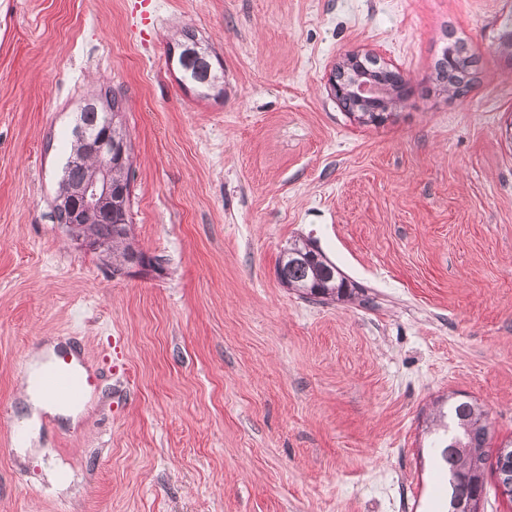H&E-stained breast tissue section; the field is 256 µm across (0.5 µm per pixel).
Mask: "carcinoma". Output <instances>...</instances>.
<instances>
[{"instance_id": "1", "label": "carcinoma", "mask_w": 512, "mask_h": 512, "mask_svg": "<svg viewBox=\"0 0 512 512\" xmlns=\"http://www.w3.org/2000/svg\"><path fill=\"white\" fill-rule=\"evenodd\" d=\"M177 65L182 80L201 89V95L213 88L218 75L211 62L209 47L203 46L192 30L183 32L178 43ZM478 71V59L470 54L465 43L456 39L448 44L434 65V81L440 91L450 96L468 92ZM399 71L377 63L375 57H364L345 70L337 71L339 83L349 87L348 96L340 105L361 125H382L395 115V110L407 97L400 89L408 85L397 80ZM123 111L122 98L106 90L87 100L81 108L79 125L88 132L108 131L114 143L127 140L119 120ZM100 160L88 158L82 166H66L57 197L69 189L96 176ZM81 224L85 235L102 241L99 251L103 263L112 275L121 274L124 266L138 253L129 242L130 225L114 224L102 210L83 213ZM278 265L284 266L288 288L304 299L326 304L352 296L355 287L344 273L311 243L296 240L286 249ZM485 417L480 404L459 400L449 412L439 411L433 417L434 431H443L436 441L441 448L437 465L448 476V512H462L464 506L483 496L485 458L489 457L491 439L487 425L479 424Z\"/></svg>"}]
</instances>
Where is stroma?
Segmentation results:
<instances>
[{
	"label": "stroma",
	"mask_w": 512,
	"mask_h": 512,
	"mask_svg": "<svg viewBox=\"0 0 512 512\" xmlns=\"http://www.w3.org/2000/svg\"><path fill=\"white\" fill-rule=\"evenodd\" d=\"M512 0H0V512H443L426 432L474 397L512 441ZM211 45L223 92L169 54ZM469 91L431 76L449 37ZM371 52L410 80L381 126L328 78ZM123 99L131 239L115 277L53 217L84 98ZM310 241L368 297L312 303ZM98 378L20 453L32 350ZM478 59L469 54L460 39L448 44L434 65V81L439 91L448 96H459L468 92L478 71Z\"/></svg>",
	"instance_id": "obj_1"
}]
</instances>
